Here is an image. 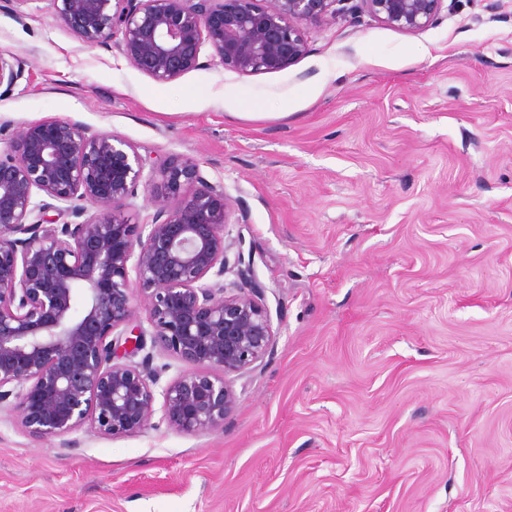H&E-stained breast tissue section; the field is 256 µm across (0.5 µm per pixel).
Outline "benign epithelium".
Instances as JSON below:
<instances>
[{
	"mask_svg": "<svg viewBox=\"0 0 512 512\" xmlns=\"http://www.w3.org/2000/svg\"><path fill=\"white\" fill-rule=\"evenodd\" d=\"M50 2L78 40L112 43L132 67L167 83L203 67L206 47L226 69L276 72L306 53V29L338 13L365 11L417 32L438 19L444 0H356L339 9L343 0ZM21 74L20 61L1 50L0 87L10 91ZM140 187L154 213L131 224L126 209ZM233 214L224 183L189 158L149 163L123 138L71 118L31 123L12 138L0 156V404L14 399L23 433L73 448L86 428L121 438L158 412L179 433L224 429L239 401L229 376L253 369L275 343L251 263L240 249L229 260ZM227 272L238 278L233 293L208 281ZM140 305L147 330L134 324ZM146 335L193 370L160 387L149 361H120V349H143Z\"/></svg>",
	"mask_w": 512,
	"mask_h": 512,
	"instance_id": "benign-epithelium-1",
	"label": "benign epithelium"
}]
</instances>
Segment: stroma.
<instances>
[{"label": "stroma", "mask_w": 512, "mask_h": 512, "mask_svg": "<svg viewBox=\"0 0 512 512\" xmlns=\"http://www.w3.org/2000/svg\"><path fill=\"white\" fill-rule=\"evenodd\" d=\"M282 71L158 83L49 0H0V152L71 118L223 182L276 342L223 430L37 443L0 406V512H512V0L310 28ZM22 74V66L20 61L9 51H0V89L5 85L8 92L16 84L18 78Z\"/></svg>", "instance_id": "obj_1"}]
</instances>
